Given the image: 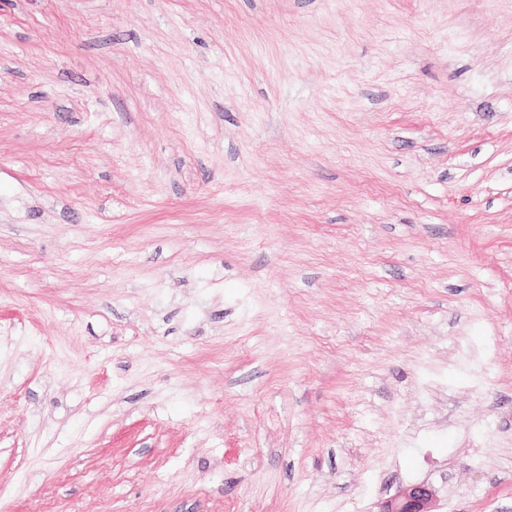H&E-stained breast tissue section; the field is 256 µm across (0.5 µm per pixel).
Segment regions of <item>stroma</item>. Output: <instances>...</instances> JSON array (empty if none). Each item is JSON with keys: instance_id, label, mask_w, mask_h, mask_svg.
<instances>
[{"instance_id": "1", "label": "stroma", "mask_w": 512, "mask_h": 512, "mask_svg": "<svg viewBox=\"0 0 512 512\" xmlns=\"http://www.w3.org/2000/svg\"><path fill=\"white\" fill-rule=\"evenodd\" d=\"M512 512V0H0V512ZM434 497V490L426 484L408 485L382 501L377 512H434Z\"/></svg>"}]
</instances>
